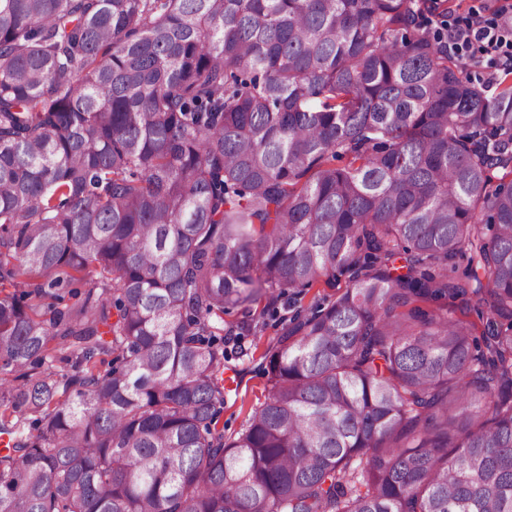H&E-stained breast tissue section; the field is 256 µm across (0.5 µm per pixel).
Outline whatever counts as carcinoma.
Here are the masks:
<instances>
[{"mask_svg":"<svg viewBox=\"0 0 512 512\" xmlns=\"http://www.w3.org/2000/svg\"><path fill=\"white\" fill-rule=\"evenodd\" d=\"M447 14L0 0V512H512V84ZM342 276L224 438L252 305Z\"/></svg>","mask_w":512,"mask_h":512,"instance_id":"obj_1","label":"carcinoma"}]
</instances>
